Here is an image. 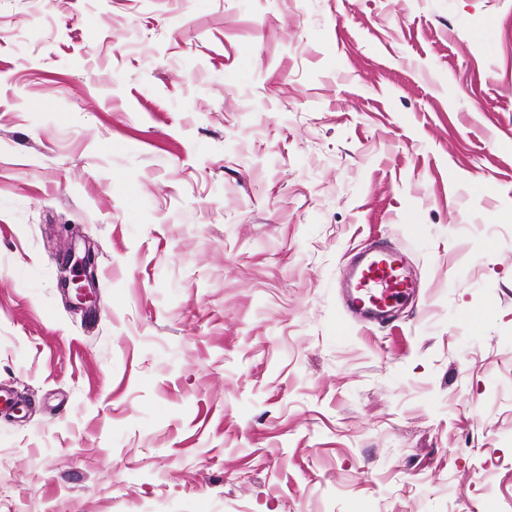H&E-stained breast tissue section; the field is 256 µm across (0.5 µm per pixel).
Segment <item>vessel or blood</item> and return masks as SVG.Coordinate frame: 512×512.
Masks as SVG:
<instances>
[{
	"label": "vessel or blood",
	"mask_w": 512,
	"mask_h": 512,
	"mask_svg": "<svg viewBox=\"0 0 512 512\" xmlns=\"http://www.w3.org/2000/svg\"><path fill=\"white\" fill-rule=\"evenodd\" d=\"M347 288L352 312L383 321L409 299L415 285L406 272L403 253L379 245L354 259L347 271Z\"/></svg>",
	"instance_id": "b4317fda"
}]
</instances>
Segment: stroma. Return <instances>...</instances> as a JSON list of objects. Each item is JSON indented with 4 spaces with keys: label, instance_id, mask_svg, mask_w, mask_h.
<instances>
[{
    "label": "stroma",
    "instance_id": "stroma-1",
    "mask_svg": "<svg viewBox=\"0 0 512 512\" xmlns=\"http://www.w3.org/2000/svg\"><path fill=\"white\" fill-rule=\"evenodd\" d=\"M0 383V512H512V0H0ZM85 250L83 256L79 257L78 260L83 267V271L85 273V282L83 285L76 287V298L78 303L76 308H83L86 303L94 302L93 294L91 288L95 287L96 282V263H95V253L93 248L90 245H84ZM346 282L349 309L376 321L386 320L415 288L403 253L384 245L359 254L348 268Z\"/></svg>",
    "mask_w": 512,
    "mask_h": 512
}]
</instances>
